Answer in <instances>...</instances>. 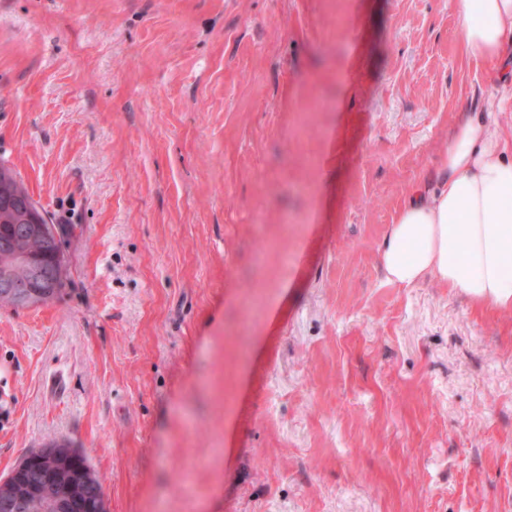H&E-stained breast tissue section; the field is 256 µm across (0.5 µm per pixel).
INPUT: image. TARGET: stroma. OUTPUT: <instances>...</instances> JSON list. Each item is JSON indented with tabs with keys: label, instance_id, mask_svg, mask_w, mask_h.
Returning <instances> with one entry per match:
<instances>
[{
	"label": "stroma",
	"instance_id": "35a3bbf8",
	"mask_svg": "<svg viewBox=\"0 0 512 512\" xmlns=\"http://www.w3.org/2000/svg\"><path fill=\"white\" fill-rule=\"evenodd\" d=\"M451 0H0V163L70 279L0 307V477L108 512H512V311L385 281L457 112ZM57 456L56 450L45 449L37 456H29L15 466L14 474L18 471L23 472L13 477L11 483L14 485L17 495L24 498L27 505L26 512H73L62 508L61 494L64 486L72 481L74 470H58L50 482L44 480L39 470L36 469V465L24 471L32 463L42 465V469L45 471H47L46 469L55 471ZM50 471L47 472L52 474Z\"/></svg>",
	"mask_w": 512,
	"mask_h": 512
}]
</instances>
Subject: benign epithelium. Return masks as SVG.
Wrapping results in <instances>:
<instances>
[{
	"label": "benign epithelium",
	"instance_id": "benign-epithelium-1",
	"mask_svg": "<svg viewBox=\"0 0 512 512\" xmlns=\"http://www.w3.org/2000/svg\"><path fill=\"white\" fill-rule=\"evenodd\" d=\"M24 204L23 236L36 241L38 250H26L15 240L0 243V296L17 309L50 303L66 285L64 234L59 227L44 222L43 212L33 197L24 198ZM56 459V450L45 449L35 457L25 458L14 471H23L32 463L54 471Z\"/></svg>",
	"mask_w": 512,
	"mask_h": 512
}]
</instances>
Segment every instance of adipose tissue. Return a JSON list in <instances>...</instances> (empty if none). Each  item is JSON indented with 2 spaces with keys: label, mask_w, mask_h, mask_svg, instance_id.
Returning a JSON list of instances; mask_svg holds the SVG:
<instances>
[{
  "label": "adipose tissue",
  "mask_w": 512,
  "mask_h": 512,
  "mask_svg": "<svg viewBox=\"0 0 512 512\" xmlns=\"http://www.w3.org/2000/svg\"><path fill=\"white\" fill-rule=\"evenodd\" d=\"M462 51L504 66L512 0H454ZM388 282L430 279L476 309L512 310V150L480 112L458 113L430 183L413 188L379 249Z\"/></svg>",
  "instance_id": "adipose-tissue-1"
}]
</instances>
